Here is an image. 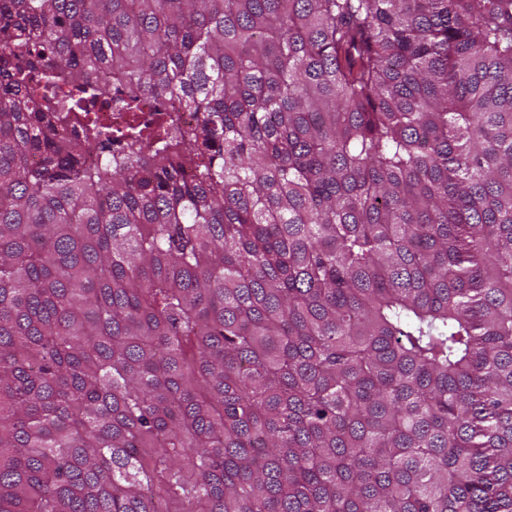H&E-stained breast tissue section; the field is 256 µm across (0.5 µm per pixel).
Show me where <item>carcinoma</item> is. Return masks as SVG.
Listing matches in <instances>:
<instances>
[{
  "label": "carcinoma",
  "mask_w": 512,
  "mask_h": 512,
  "mask_svg": "<svg viewBox=\"0 0 512 512\" xmlns=\"http://www.w3.org/2000/svg\"><path fill=\"white\" fill-rule=\"evenodd\" d=\"M0 512H512V0H0Z\"/></svg>",
  "instance_id": "1"
}]
</instances>
